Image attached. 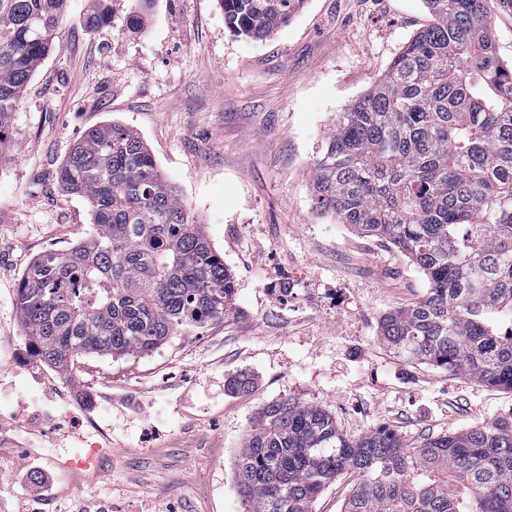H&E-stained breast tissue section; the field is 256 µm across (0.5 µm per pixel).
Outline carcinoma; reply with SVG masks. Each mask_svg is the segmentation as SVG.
Listing matches in <instances>:
<instances>
[{
  "label": "carcinoma",
  "mask_w": 512,
  "mask_h": 512,
  "mask_svg": "<svg viewBox=\"0 0 512 512\" xmlns=\"http://www.w3.org/2000/svg\"><path fill=\"white\" fill-rule=\"evenodd\" d=\"M66 2L0 0V158ZM217 2L230 32L260 40L307 0ZM423 2L430 23L328 132L311 199L426 277L419 303L381 318L390 349L512 391V63L496 52L491 0ZM58 183L87 199L92 223L34 258L16 290L40 363L145 355L239 314L224 258L134 130L91 129ZM343 473L356 477L344 512H512V414L409 449L388 429L350 439L322 408L285 398L254 415L238 454L245 512H314Z\"/></svg>",
  "instance_id": "obj_1"
}]
</instances>
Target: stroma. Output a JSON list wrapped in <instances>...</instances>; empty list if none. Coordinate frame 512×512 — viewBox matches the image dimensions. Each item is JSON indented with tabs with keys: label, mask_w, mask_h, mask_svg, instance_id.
Returning a JSON list of instances; mask_svg holds the SVG:
<instances>
[{
	"label": "stroma",
	"mask_w": 512,
	"mask_h": 512,
	"mask_svg": "<svg viewBox=\"0 0 512 512\" xmlns=\"http://www.w3.org/2000/svg\"><path fill=\"white\" fill-rule=\"evenodd\" d=\"M68 0L59 47L30 80L0 161V512H243L236 463L259 408L321 407L351 438L388 426L406 447L512 413V391L395 356L386 312L427 292L388 241L317 214L310 170L340 112L429 16L423 0H307L262 41L233 36L217 0ZM136 131L235 276L239 316L142 356L37 364L17 314L37 255L91 228L57 174L88 130ZM289 295H281V288ZM246 372L254 387L230 394ZM111 448L94 480L72 459ZM48 480L42 499L20 494Z\"/></svg>",
	"instance_id": "obj_1"
}]
</instances>
